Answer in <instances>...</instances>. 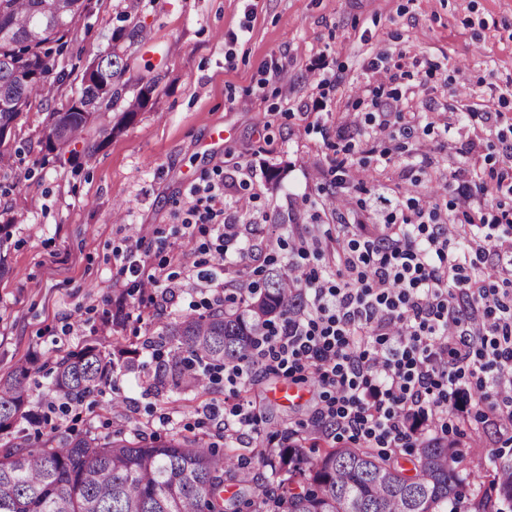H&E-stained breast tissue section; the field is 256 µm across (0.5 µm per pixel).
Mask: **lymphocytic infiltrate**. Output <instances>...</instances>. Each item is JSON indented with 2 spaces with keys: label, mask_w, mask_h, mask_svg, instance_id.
<instances>
[{
  "label": "lymphocytic infiltrate",
  "mask_w": 512,
  "mask_h": 512,
  "mask_svg": "<svg viewBox=\"0 0 512 512\" xmlns=\"http://www.w3.org/2000/svg\"><path fill=\"white\" fill-rule=\"evenodd\" d=\"M190 194L191 223L207 225L226 257L240 231L223 219V196L209 186ZM448 195L444 206L408 197L379 235L350 238L335 277L298 274L308 310L271 325L254 362L225 366V384L249 381L259 367L318 375L328 392L317 421L375 448L412 447L409 423L420 415L447 432L471 401V378L501 398L500 418L512 425V165L487 180L449 179ZM492 258L495 284L481 275Z\"/></svg>",
  "instance_id": "1"
}]
</instances>
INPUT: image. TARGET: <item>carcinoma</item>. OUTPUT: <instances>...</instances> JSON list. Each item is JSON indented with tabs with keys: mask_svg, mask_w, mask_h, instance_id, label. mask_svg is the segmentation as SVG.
<instances>
[{
	"mask_svg": "<svg viewBox=\"0 0 512 512\" xmlns=\"http://www.w3.org/2000/svg\"><path fill=\"white\" fill-rule=\"evenodd\" d=\"M91 0H0V130L13 129L30 102L47 88L53 73L51 44L63 50L70 29L90 11ZM139 27L112 35L113 50L93 58L82 84L64 112L51 114L45 147L53 151L80 138L101 112L122 98L128 64L117 42L133 47ZM156 81L143 83L120 122L103 126L112 136L146 107ZM288 266L265 270L247 296L229 297L228 306L207 314L178 317L157 333L156 346L168 350L154 388L206 391L211 371L245 362L273 318L305 309L303 294L290 283ZM125 351L93 346L54 362L50 391L68 403L103 394L119 368L133 369ZM29 371L18 368L0 378V435L21 433V423L39 421L26 410ZM408 469L397 455L362 445L326 448L315 459L301 448H271L261 454L272 481L256 502L234 494L232 512H457L466 495L459 456L440 438L419 441ZM490 491L475 502L476 512H501L512 504V454L493 459ZM238 449L220 447L196 434L155 438L149 444L123 432L105 438L86 431H63L59 442L14 447L0 455V512H227V474L243 470Z\"/></svg>",
	"mask_w": 512,
	"mask_h": 512,
	"instance_id": "cac0c4a2",
	"label": "carcinoma"
}]
</instances>
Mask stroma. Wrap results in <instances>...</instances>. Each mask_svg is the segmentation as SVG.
Masks as SVG:
<instances>
[{"mask_svg":"<svg viewBox=\"0 0 512 512\" xmlns=\"http://www.w3.org/2000/svg\"><path fill=\"white\" fill-rule=\"evenodd\" d=\"M92 12L67 35L56 56L63 82L24 111L0 147V225L10 247L0 276V378L17 367L31 371L29 406L45 410L52 363L87 345L136 348L140 368L114 374L123 403L108 396L52 414L26 442L42 444L55 429L114 431L152 439L190 432L217 437L224 406L251 403L258 431H245L238 448L248 478L228 493L257 499L268 468L260 452L282 441L311 450L336 440L314 420L322 386L299 383L301 398L282 402L271 390L282 376L257 373L230 388L155 393L151 347L160 327L205 312L210 297L201 279L215 242L184 227L191 185L223 179L224 217L240 224L250 252L224 263V292L258 280L269 260L307 269L294 250L313 243L323 270L336 269L345 234L368 236L408 190L447 200L449 176L485 173L505 152L495 125L480 114L512 119V0H93ZM143 28L145 38L126 54L133 99L141 81L156 79L148 106L121 125L110 141L90 133L62 149L42 145L49 116L61 111L81 83L87 62L112 45L118 24ZM450 56L453 69L427 72L422 59ZM396 73L393 93L371 104L363 92L373 59ZM279 68L272 80L269 71ZM388 111L410 137L376 136L373 109ZM277 173L270 181L269 173ZM248 177L256 200L236 199ZM342 191L347 212L362 221L336 227L321 203ZM19 213L23 222L10 223ZM146 235L141 258L150 272L172 277L164 300H149L124 274L131 239ZM125 292L123 327L104 330L101 318L116 292ZM494 400L461 413L452 437L469 494L457 512H473L472 497L488 489L492 458L512 450V430L497 422Z\"/></svg>","mask_w":512,"mask_h":512,"instance_id":"1","label":"stroma"}]
</instances>
